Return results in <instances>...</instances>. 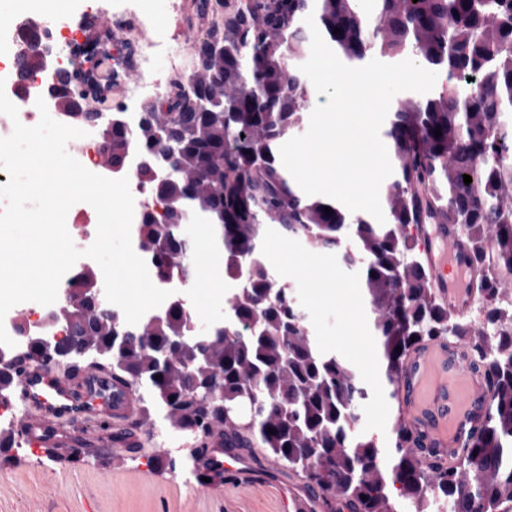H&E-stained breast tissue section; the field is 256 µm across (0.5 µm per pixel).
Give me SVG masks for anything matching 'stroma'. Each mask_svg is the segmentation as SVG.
<instances>
[{
    "label": "stroma",
    "instance_id": "35a3bbf8",
    "mask_svg": "<svg viewBox=\"0 0 512 512\" xmlns=\"http://www.w3.org/2000/svg\"><path fill=\"white\" fill-rule=\"evenodd\" d=\"M196 0H62L52 27L77 30L84 16L110 17L118 10H134L144 24L128 35L142 49L146 64L144 79L162 81L171 69L190 75L195 69L192 47L209 26L197 13ZM304 261H321L330 269L336 287L360 284L358 270L340 265L335 255L313 250L270 233L265 241L267 266L290 284L305 311L313 336L326 349L353 364L375 397L360 411L358 428L378 438H389L397 401L384 392L377 367L375 343L367 316L360 308H348L316 298L317 287L294 268L278 260V253ZM455 372L459 395L474 397L478 381L464 358L452 368L434 367L427 375L421 395L426 406L425 422L431 425L441 449L454 446L444 416L453 414L454 398L444 382ZM142 449L87 447L42 448L15 445L0 455V512H284L279 475L284 467L262 454L268 465L264 487L241 481L204 483L192 472L191 454L200 448L199 437L170 431L162 418L138 421Z\"/></svg>",
    "mask_w": 512,
    "mask_h": 512
}]
</instances>
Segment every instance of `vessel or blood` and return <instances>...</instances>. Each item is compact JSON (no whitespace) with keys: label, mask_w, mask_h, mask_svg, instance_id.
<instances>
[{"label":"vessel or blood","mask_w":512,"mask_h":512,"mask_svg":"<svg viewBox=\"0 0 512 512\" xmlns=\"http://www.w3.org/2000/svg\"><path fill=\"white\" fill-rule=\"evenodd\" d=\"M419 234L430 273L429 286L456 315H466L473 297L465 288L455 286L450 271L474 277L462 241L456 231L445 224H423ZM448 347L432 342L414 353L407 361L400 382L401 390L421 383L434 356L447 353ZM15 391L22 401L17 435L32 448H56L67 443L100 447L139 446L135 432L125 429L126 420L137 414V401L130 386L113 380L99 369H78L60 374L40 367L38 361H26L17 368ZM205 461L237 477L258 482L260 475L250 454L242 453L243 439L216 430L205 440Z\"/></svg>","instance_id":"1"}]
</instances>
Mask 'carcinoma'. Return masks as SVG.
Instances as JSON below:
<instances>
[{"instance_id":"cac0c4a2","label":"carcinoma","mask_w":512,"mask_h":512,"mask_svg":"<svg viewBox=\"0 0 512 512\" xmlns=\"http://www.w3.org/2000/svg\"><path fill=\"white\" fill-rule=\"evenodd\" d=\"M196 7L211 17L197 67L166 100L144 107L135 130L121 112L109 125L94 112L71 111L73 63L48 86L67 123L100 126L102 153L118 160L138 149L168 166L162 181L152 164L137 175L149 200L134 242L160 283L186 281L189 268L179 260L193 245L182 226L210 225L224 277L237 282L224 321L193 336L189 309L170 304L112 346L123 319L94 296L98 276L83 269L70 280L69 301L46 309L51 328L66 327L71 357L87 349L95 366L147 389V419L159 413L173 431L197 436L239 430L302 473L330 510L340 497L350 512H407L408 502L414 512H433L443 498L450 512H512V284L503 277L512 272V0H239L231 11L224 0H197ZM310 13L352 66L378 51L414 56L438 74L430 95L390 104L382 136L393 173L382 186L383 224L288 184L279 146L301 128L313 96L298 65ZM22 40L32 51L18 80L36 71L43 47L37 31ZM98 45L88 35L73 54L90 64L88 94L112 81V54ZM421 224H451L468 245L482 271L474 284L482 320L449 313L432 293L410 232ZM270 226L336 252L346 266L362 263L390 398L410 350L447 338L466 346L492 406L461 428L453 464L425 462L423 434L399 417L387 443L358 431L370 390L350 363L317 343L293 289L260 260Z\"/></svg>"}]
</instances>
